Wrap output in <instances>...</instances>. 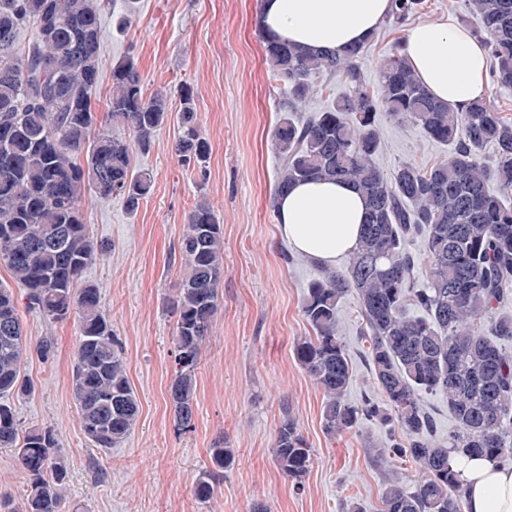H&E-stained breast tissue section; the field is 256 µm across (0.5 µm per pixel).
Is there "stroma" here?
<instances>
[{
  "instance_id": "stroma-1",
  "label": "stroma",
  "mask_w": 512,
  "mask_h": 512,
  "mask_svg": "<svg viewBox=\"0 0 512 512\" xmlns=\"http://www.w3.org/2000/svg\"><path fill=\"white\" fill-rule=\"evenodd\" d=\"M260 9L261 0H112L102 14L105 75L95 102L106 100L113 65L133 56L147 94L167 93L175 104L182 86L193 88L209 155L205 173L184 167L172 151L177 126L168 124L150 151L132 154L134 167L153 177L137 213H128L122 198L91 191L80 203L104 247L82 279L101 291L102 311L122 344L139 400L137 423L123 442L100 450L81 431L72 395L77 320L52 323L21 310L30 342L54 341L52 358L24 361L35 393L15 407L22 430L48 426L58 435L69 470L62 512H252L257 503L267 512L383 510L388 475L376 457L388 454L390 435L372 421L326 435L324 395L294 353L311 333L301 306L321 266L289 252L277 231L271 131L286 88L267 72ZM379 132L376 162L386 171L404 161L428 167L450 152L420 127L387 115ZM202 198L224 226V302L196 373L193 427L180 433L168 400L175 322L166 303L180 278L185 219ZM339 320L352 367L348 400L377 395L355 296L342 301ZM287 413L313 451L300 490L272 455ZM220 439L235 449L236 461L201 501L196 480Z\"/></svg>"
}]
</instances>
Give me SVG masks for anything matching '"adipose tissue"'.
Here are the masks:
<instances>
[{
	"instance_id": "adipose-tissue-1",
	"label": "adipose tissue",
	"mask_w": 512,
	"mask_h": 512,
	"mask_svg": "<svg viewBox=\"0 0 512 512\" xmlns=\"http://www.w3.org/2000/svg\"><path fill=\"white\" fill-rule=\"evenodd\" d=\"M391 0H263L265 34L303 48L341 51L372 35ZM404 55L432 96L453 107L490 90L487 55L469 29L447 16L404 34ZM277 230L289 248L332 266L354 251L365 204L351 184L311 181L276 198ZM466 490V512H512V465L454 456Z\"/></svg>"
}]
</instances>
